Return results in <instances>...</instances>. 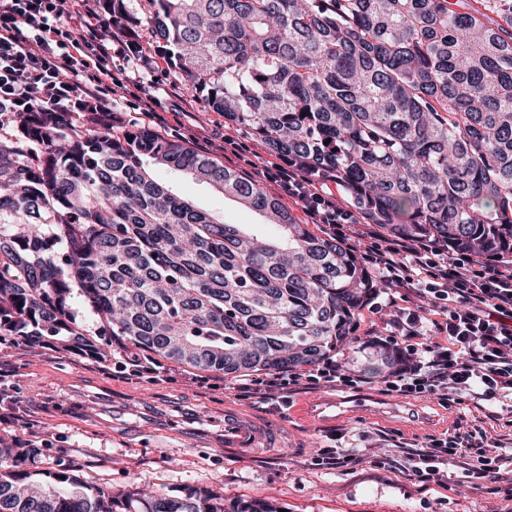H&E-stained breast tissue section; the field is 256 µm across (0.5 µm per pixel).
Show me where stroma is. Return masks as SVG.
I'll use <instances>...</instances> for the list:
<instances>
[{"instance_id": "1", "label": "stroma", "mask_w": 512, "mask_h": 512, "mask_svg": "<svg viewBox=\"0 0 512 512\" xmlns=\"http://www.w3.org/2000/svg\"><path fill=\"white\" fill-rule=\"evenodd\" d=\"M122 79L126 94L117 105L126 120L141 124L139 99L150 93L158 100L165 137L185 142L224 167L256 178L268 153L232 154L224 149V116L208 112L184 75L167 64L128 72L112 69ZM157 179L195 207L242 225L247 232L277 238L279 229L234 198L213 190L191 175L155 168ZM377 308H364L350 342L335 354L343 373H361L372 382L358 387L340 384L291 387L288 404L248 396L227 387L223 375L163 361L151 373H133L120 351L99 359L70 353L52 345H19L14 337L0 338V441L22 437L44 448L45 466L73 459L81 464L78 478L89 485L110 486L127 495L139 490L170 493L198 487L225 503L259 500L278 512H512V482L493 477L473 484L461 468L449 465L450 480L441 487L416 476L402 475L377 464L372 453L380 440L424 446L434 436L454 434L469 426L483 428L490 437L512 439V413L493 412L471 401L457 403L430 396L387 394L382 378L394 365L390 346V314L386 294ZM99 379L137 398L178 394L200 407L231 402L280 419L289 404L313 401L326 395L358 398L366 414L338 420L331 427L288 423L284 448L273 452L225 455L213 446L194 447L175 433L130 438L102 423L98 400L80 397L65 387L64 376ZM72 403L68 414L45 413L35 398ZM352 455L348 465L329 469L314 462L320 449Z\"/></svg>"}]
</instances>
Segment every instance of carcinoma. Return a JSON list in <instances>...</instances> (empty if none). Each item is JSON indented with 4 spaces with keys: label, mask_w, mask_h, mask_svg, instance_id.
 Returning a JSON list of instances; mask_svg holds the SVG:
<instances>
[{
    "label": "carcinoma",
    "mask_w": 512,
    "mask_h": 512,
    "mask_svg": "<svg viewBox=\"0 0 512 512\" xmlns=\"http://www.w3.org/2000/svg\"><path fill=\"white\" fill-rule=\"evenodd\" d=\"M112 16L365 223L512 258V0H112ZM16 123L0 140V336L226 377L312 368L349 342L372 275L256 181L146 126ZM146 158L281 237L195 209ZM43 456L0 448V512H269L195 487L118 496Z\"/></svg>",
    "instance_id": "1"
}]
</instances>
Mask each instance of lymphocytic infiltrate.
I'll return each mask as SVG.
<instances>
[{
  "mask_svg": "<svg viewBox=\"0 0 512 512\" xmlns=\"http://www.w3.org/2000/svg\"><path fill=\"white\" fill-rule=\"evenodd\" d=\"M88 2L0 0V115L96 112L108 128H124V119L113 110L123 84L110 61L119 56L144 66L148 59L134 42L113 38L107 26L96 23ZM64 16L84 28V35L74 36L73 28L61 26ZM82 75L89 86L79 83ZM265 175L299 202L325 234L351 247L382 287L414 295V306L395 308L390 320L396 360L384 380L387 393L512 401V272L501 258L451 255L430 241L387 237L374 227L355 226L352 212L337 205L329 185L300 174L288 159L271 162ZM303 378L346 386L364 381L361 375L340 373L329 360L308 376L276 372L254 380L253 386L270 394ZM447 457L462 460L475 479L502 477L504 465L512 463L501 440L444 435L408 449L396 468L441 486Z\"/></svg>",
  "mask_w": 512,
  "mask_h": 512,
  "instance_id": "lymphocytic-infiltrate-1",
  "label": "lymphocytic infiltrate"
}]
</instances>
